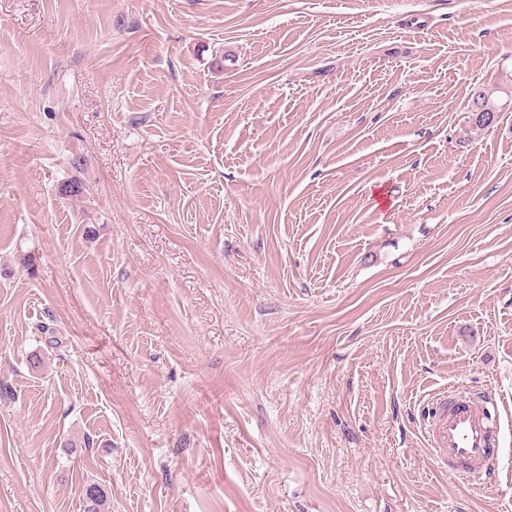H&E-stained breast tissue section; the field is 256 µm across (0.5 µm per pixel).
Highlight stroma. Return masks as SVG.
I'll return each instance as SVG.
<instances>
[{
    "mask_svg": "<svg viewBox=\"0 0 512 512\" xmlns=\"http://www.w3.org/2000/svg\"><path fill=\"white\" fill-rule=\"evenodd\" d=\"M453 383L496 479L430 455ZM90 483L512 512V0H0V512ZM469 112L471 123L480 129L489 128L497 118L496 111L488 103L485 94L480 91L473 95Z\"/></svg>",
    "mask_w": 512,
    "mask_h": 512,
    "instance_id": "obj_1",
    "label": "stroma"
}]
</instances>
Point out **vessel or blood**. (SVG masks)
Here are the masks:
<instances>
[{
    "instance_id": "obj_1",
    "label": "vessel or blood",
    "mask_w": 512,
    "mask_h": 512,
    "mask_svg": "<svg viewBox=\"0 0 512 512\" xmlns=\"http://www.w3.org/2000/svg\"><path fill=\"white\" fill-rule=\"evenodd\" d=\"M431 428L435 460L453 475H494L500 419L494 400L458 387L433 396Z\"/></svg>"
}]
</instances>
